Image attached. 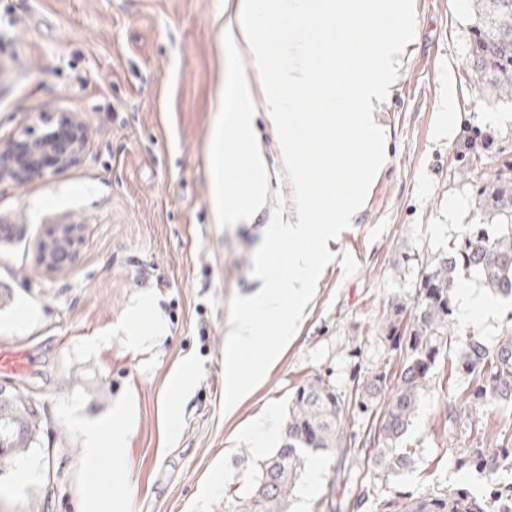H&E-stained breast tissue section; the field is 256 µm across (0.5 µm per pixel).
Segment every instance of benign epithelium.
Instances as JSON below:
<instances>
[{
    "label": "benign epithelium",
    "mask_w": 512,
    "mask_h": 512,
    "mask_svg": "<svg viewBox=\"0 0 512 512\" xmlns=\"http://www.w3.org/2000/svg\"><path fill=\"white\" fill-rule=\"evenodd\" d=\"M39 120L55 126L49 133L35 135L21 133L5 147L0 148V178L16 181L43 179L47 155L57 158L58 164L68 166L80 160L86 147V133L79 117L73 112H53ZM81 224L61 223L48 228L38 244L39 263L49 271H60L72 265L83 240Z\"/></svg>",
    "instance_id": "obj_1"
}]
</instances>
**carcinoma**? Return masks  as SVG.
<instances>
[{
  "instance_id": "cac0c4a2",
  "label": "carcinoma",
  "mask_w": 512,
  "mask_h": 512,
  "mask_svg": "<svg viewBox=\"0 0 512 512\" xmlns=\"http://www.w3.org/2000/svg\"><path fill=\"white\" fill-rule=\"evenodd\" d=\"M474 2L471 57L475 80L497 98L512 102V0ZM476 193L482 209L496 217L503 230L497 234L479 226L468 230L454 248V259L423 277L409 333H403L392 319L387 326V339L393 350L404 353L405 364L401 385L386 404L384 420L381 426L368 430L366 444L374 451V464L390 472L411 464V452L394 454L389 447L407 431L420 390L447 343L459 347L455 368L472 377L465 397L448 398V421L454 423L462 413L487 404L512 406V331L493 348L474 334L454 336L450 295L461 267L478 272L494 294L512 299V155L503 158L497 174L479 184ZM385 379L382 372L358 378L353 407L368 409ZM349 410L343 397L324 379L317 377L301 386L288 410L284 440L262 462L260 477L242 512H288L305 453L331 449L346 459ZM39 423L34 403L18 395L0 398V468L10 466L18 454L31 448ZM457 465L482 470L491 484L489 496H477L463 487L450 494L395 495L376 502L374 512H512V484L496 482L500 470L512 469L511 433L504 434L491 448L476 437L475 447L458 458Z\"/></svg>"
}]
</instances>
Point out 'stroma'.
Returning <instances> with one entry per match:
<instances>
[{"instance_id":"35a3bbf8","label":"stroma","mask_w":512,"mask_h":512,"mask_svg":"<svg viewBox=\"0 0 512 512\" xmlns=\"http://www.w3.org/2000/svg\"><path fill=\"white\" fill-rule=\"evenodd\" d=\"M224 2L0 0V146L37 128L43 112L77 113L88 131L76 164L49 166L43 180H0V221L19 227L0 242V351L22 349L28 361L27 372L1 375L0 389L33 398L40 416L37 444L23 455L31 476L21 484L16 467L0 470V512H82L94 480L115 505L133 486L135 512H241L267 451L281 444L276 436L256 452L242 430L270 414L285 423L296 390L313 378L350 401L354 375L376 372L387 373L386 387L368 412L346 419L352 455L342 463L319 453L320 483L312 491L298 483L288 512L311 510L328 494L346 505L364 490L372 502L458 487L487 494L484 475L454 463L473 445V420L444 424L448 395L469 385L448 367L455 349L438 358L395 445L411 452L410 467L386 473L362 450L401 381L403 356L386 338L385 315L414 306L423 276L473 225L498 231L476 187L494 176L501 151L512 153V124L489 121L512 113V102L471 77L472 0H414L419 36L378 112L392 134L388 164L342 232L296 339L230 413L222 410L229 306L258 286L251 254L272 211L223 229L212 209L208 143L224 93ZM452 97L449 127L442 117ZM255 131L273 189L290 200L265 115ZM473 144L480 155L470 161ZM452 200L463 213L449 210ZM64 218L85 226V240L73 267L49 273L36 244ZM492 303L491 314L469 321L453 312L457 335L496 346L512 325V302ZM26 308L36 313L29 324L17 320ZM182 372L189 383L174 387ZM126 399L134 416L125 423V481L116 484L109 457L99 473L85 466L76 425Z\"/></svg>"}]
</instances>
